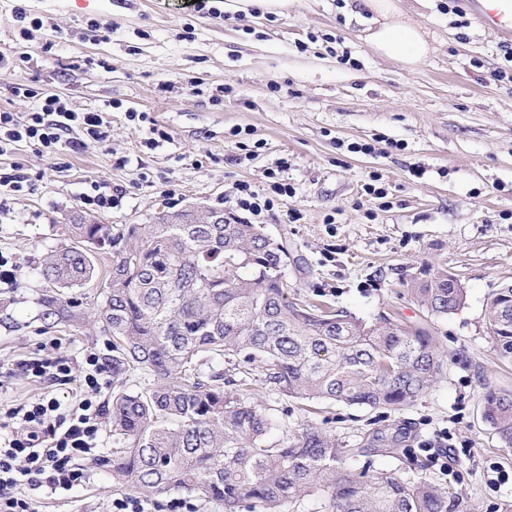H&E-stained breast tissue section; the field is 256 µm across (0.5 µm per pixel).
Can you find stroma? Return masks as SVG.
I'll return each instance as SVG.
<instances>
[{
    "label": "stroma",
    "instance_id": "35a3bbf8",
    "mask_svg": "<svg viewBox=\"0 0 512 512\" xmlns=\"http://www.w3.org/2000/svg\"><path fill=\"white\" fill-rule=\"evenodd\" d=\"M440 2L402 0L434 45L406 69L372 50L373 16L358 0H297L251 19L217 0H0V111L26 117L36 101L24 88L57 93L74 111L100 113L106 133L52 158L26 142L0 156V172L25 176L0 206V255L18 271L17 285L0 284V362L53 340L72 361L89 348L111 360L99 329L54 322L40 304L41 257L67 245L74 214L92 212V182L123 191L117 208L96 213L112 225L192 206L232 212L244 182L273 200L256 222L288 249L290 296L426 327L447 357L436 384L396 411L325 403L313 415L254 382L268 439L313 424L357 448L401 425L410 438L399 454L374 456L375 470L415 468L459 492L468 512H512V448L480 410L487 390L512 391V362L483 320L489 295L512 281V82L490 79L508 66L500 42ZM94 23L107 24L101 37ZM373 180L384 197L365 193ZM276 181L293 195L272 193ZM425 267L459 278L462 310L435 318L417 305L410 282ZM443 432L455 447L444 466L430 453ZM118 445L107 436L89 483L44 500V512H106L124 494L103 463ZM497 468L509 479L495 485Z\"/></svg>",
    "mask_w": 512,
    "mask_h": 512
}]
</instances>
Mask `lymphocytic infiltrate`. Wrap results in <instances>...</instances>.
<instances>
[{
	"label": "lymphocytic infiltrate",
	"mask_w": 512,
	"mask_h": 512,
	"mask_svg": "<svg viewBox=\"0 0 512 512\" xmlns=\"http://www.w3.org/2000/svg\"><path fill=\"white\" fill-rule=\"evenodd\" d=\"M102 125L100 114L73 111L65 98L44 93L26 120L0 112V155L24 140L49 156L66 145L85 149L103 141ZM77 127L84 138L73 137ZM4 375L73 385L80 391L68 404L44 396L23 406L0 404V512H39L41 500L90 481L88 464L101 457L104 446L110 369L93 350L85 351L77 368L51 352L1 363L0 377Z\"/></svg>",
	"instance_id": "f902f5d3"
}]
</instances>
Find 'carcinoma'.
<instances>
[{
  "mask_svg": "<svg viewBox=\"0 0 512 512\" xmlns=\"http://www.w3.org/2000/svg\"><path fill=\"white\" fill-rule=\"evenodd\" d=\"M208 214L160 212L152 224L121 226L77 214L66 228L72 244L42 260L46 315L81 325L85 314L64 290L96 277V255L111 258L96 322L112 337L110 416L122 447L106 465L117 484L144 497L194 493L224 512H285L309 496L327 512H463L454 490L372 469V457L406 438L404 427L375 431L361 448H344L316 427L266 438L268 417L248 401L247 380L232 378L236 356L258 362L263 381L292 398L373 410L417 401L444 362L423 327L387 317L366 323L289 300L279 274L285 246L257 224ZM411 292L434 317L466 302L446 270H423ZM484 321L500 357L512 361V283L492 293ZM131 369L150 387L126 389ZM481 415L512 448V393L486 391ZM359 458L363 465L348 469Z\"/></svg>",
  "mask_w": 512,
  "mask_h": 512,
  "instance_id": "obj_1",
  "label": "carcinoma"
}]
</instances>
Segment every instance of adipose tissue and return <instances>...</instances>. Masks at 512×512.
<instances>
[{
  "label": "adipose tissue",
  "instance_id": "1",
  "mask_svg": "<svg viewBox=\"0 0 512 512\" xmlns=\"http://www.w3.org/2000/svg\"><path fill=\"white\" fill-rule=\"evenodd\" d=\"M360 6L378 18L367 36L375 53L407 67L429 55L431 45L424 31L405 15L400 0H360Z\"/></svg>",
  "mask_w": 512,
  "mask_h": 512
}]
</instances>
